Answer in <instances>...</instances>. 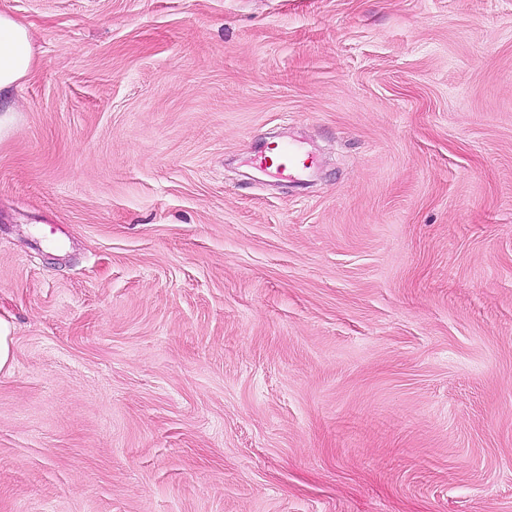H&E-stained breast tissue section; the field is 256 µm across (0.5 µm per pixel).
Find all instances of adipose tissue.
Wrapping results in <instances>:
<instances>
[{"instance_id":"1","label":"adipose tissue","mask_w":512,"mask_h":512,"mask_svg":"<svg viewBox=\"0 0 512 512\" xmlns=\"http://www.w3.org/2000/svg\"><path fill=\"white\" fill-rule=\"evenodd\" d=\"M36 54L27 25L0 11V94L32 76Z\"/></svg>"}]
</instances>
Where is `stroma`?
<instances>
[{"label":"stroma","instance_id":"35a3bbf8","mask_svg":"<svg viewBox=\"0 0 512 512\" xmlns=\"http://www.w3.org/2000/svg\"><path fill=\"white\" fill-rule=\"evenodd\" d=\"M0 11V512H512V0ZM36 68V54L27 25L0 11V97L28 79ZM277 148L278 145L274 148H269L268 146L264 147L258 152L255 160L260 164V166H264L266 168H272L274 166L272 169L276 174L288 178H301L312 167L313 160L308 154L302 152L295 146L288 145L279 147L275 163L269 164V156L266 152L267 150H274ZM13 325L0 317V372H9L12 368Z\"/></svg>","mask_w":512,"mask_h":512}]
</instances>
